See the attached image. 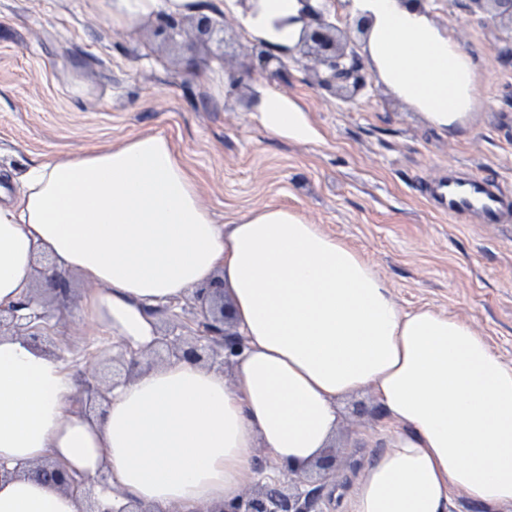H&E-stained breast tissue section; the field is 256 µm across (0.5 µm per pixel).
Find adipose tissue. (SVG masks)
I'll return each mask as SVG.
<instances>
[{"label": "adipose tissue", "instance_id": "ef3b65f1", "mask_svg": "<svg viewBox=\"0 0 512 512\" xmlns=\"http://www.w3.org/2000/svg\"><path fill=\"white\" fill-rule=\"evenodd\" d=\"M370 29L363 47L380 82L439 126L477 109L474 57L409 0H346ZM118 26L199 0H99ZM300 0H262L243 27L288 47ZM273 135L318 139L304 112L269 91ZM0 200V309L30 293L37 256L94 289L80 311L135 351L159 339L151 312L224 280L245 348L234 382L172 360L123 382L96 415L72 409L60 358L0 334V512L112 507L114 489L155 512L230 503L265 449L282 474H306L336 433L339 399L372 389L390 419L387 449L354 479L346 512H448L454 491L512 512V367L484 337L430 309L402 311L349 245L290 210L255 209L218 224L170 141L144 135L14 174ZM45 459L105 482L73 495L30 475Z\"/></svg>", "mask_w": 512, "mask_h": 512}]
</instances>
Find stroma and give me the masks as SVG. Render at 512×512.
Wrapping results in <instances>:
<instances>
[{"label":"stroma","mask_w":512,"mask_h":512,"mask_svg":"<svg viewBox=\"0 0 512 512\" xmlns=\"http://www.w3.org/2000/svg\"><path fill=\"white\" fill-rule=\"evenodd\" d=\"M427 8L477 63L481 105L454 128L431 123L373 76L351 101L320 89L310 57L248 71L258 39L229 6L219 42L189 14L171 39L154 15L112 25L96 0H0V186L9 171L165 134L215 223L266 206L292 210L355 249L399 308L455 317L512 366V223H455L419 191L451 166L512 185L511 34L465 0ZM259 85L296 102L319 141L265 130L249 105ZM64 278L44 347L78 377L89 351L108 365L117 347L80 313L87 283ZM388 426L372 390L340 402L336 471L308 477L323 488L325 512H337L350 465L383 452Z\"/></svg>","instance_id":"stroma-1"}]
</instances>
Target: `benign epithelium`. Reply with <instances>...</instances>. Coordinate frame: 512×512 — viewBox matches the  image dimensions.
Here are the masks:
<instances>
[{"instance_id":"1","label":"benign epithelium","mask_w":512,"mask_h":512,"mask_svg":"<svg viewBox=\"0 0 512 512\" xmlns=\"http://www.w3.org/2000/svg\"><path fill=\"white\" fill-rule=\"evenodd\" d=\"M304 7L299 16L289 19V22L302 23V34L299 41L292 47L274 49L265 41H260L262 50L258 61L262 69L266 70L272 64L284 66L283 58L296 59V55L312 56L315 58L321 71L317 72L319 86L326 89H346L353 95L363 92L367 87V80L362 72V64L357 52V43L347 32L343 31L332 17L328 2L322 0L319 8L309 5L310 0H300ZM469 8L482 9L490 4L497 10L496 16L508 17L512 25V0H467ZM196 26L203 34L213 36L220 32V22L204 13L195 17ZM45 283L43 289H33L30 296L20 302L18 306L8 310L0 309V333L9 332L14 336H25L35 344L41 343L47 337L48 325L46 319L50 317L44 294L62 293L63 281L60 274L52 266L40 270ZM224 283L217 279L208 287L195 292L193 300L198 309L197 316L184 321L182 328L189 334L163 336L159 344L165 346L168 358L187 359L201 362L205 359L211 364L224 367L231 358L241 353L243 339L235 331L227 329L232 323V313L224 305ZM41 308L38 313L29 315L20 314V310L27 309L31 304ZM120 351L117 361L126 365L125 372L112 374V380L107 381L93 372L81 382V398L88 403L103 402L107 400V393L119 380L132 378L141 365V359L147 356L145 352H136L124 345H119ZM32 473L39 479L54 487L75 494L86 493V485L94 480L103 482L106 475L100 474L96 479L76 478L69 474L67 469L58 462L44 461L31 468ZM305 481H293V487L284 490L279 483L257 482L250 490L242 493L230 504L203 506L195 512H312L316 505V495L313 491H304Z\"/></svg>"}]
</instances>
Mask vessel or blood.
<instances>
[{
  "instance_id": "1",
  "label": "vessel or blood",
  "mask_w": 512,
  "mask_h": 512,
  "mask_svg": "<svg viewBox=\"0 0 512 512\" xmlns=\"http://www.w3.org/2000/svg\"><path fill=\"white\" fill-rule=\"evenodd\" d=\"M425 192L450 218L466 222L477 219L486 224L512 222V194L498 177L452 169L426 184Z\"/></svg>"
}]
</instances>
